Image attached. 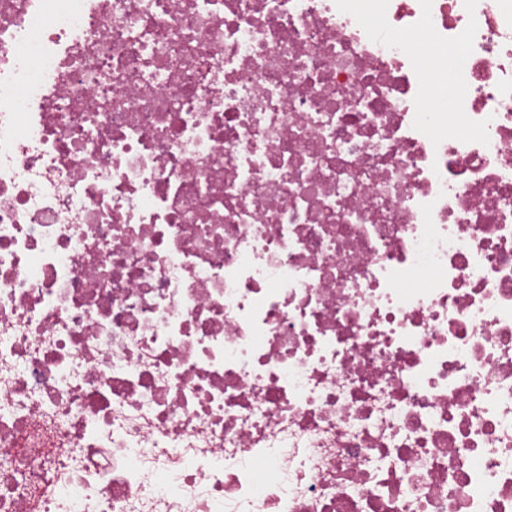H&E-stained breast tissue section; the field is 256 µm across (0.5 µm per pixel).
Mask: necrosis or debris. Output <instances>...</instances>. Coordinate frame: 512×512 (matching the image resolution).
Masks as SVG:
<instances>
[{"label": "necrosis or debris", "mask_w": 512, "mask_h": 512, "mask_svg": "<svg viewBox=\"0 0 512 512\" xmlns=\"http://www.w3.org/2000/svg\"><path fill=\"white\" fill-rule=\"evenodd\" d=\"M0 512H512V0H0Z\"/></svg>", "instance_id": "1"}]
</instances>
